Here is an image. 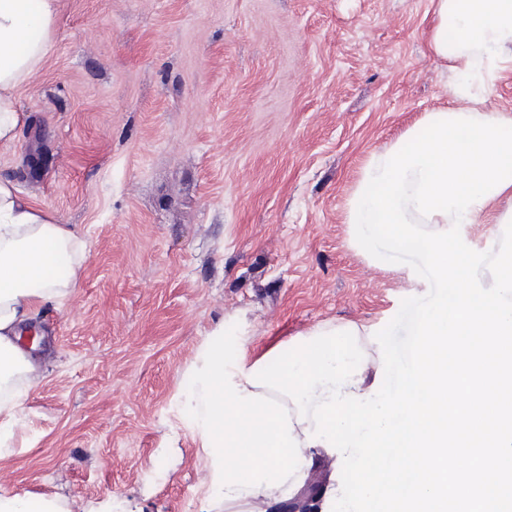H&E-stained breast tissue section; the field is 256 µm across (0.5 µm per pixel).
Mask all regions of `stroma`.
Here are the masks:
<instances>
[{
    "instance_id": "stroma-1",
    "label": "stroma",
    "mask_w": 512,
    "mask_h": 512,
    "mask_svg": "<svg viewBox=\"0 0 512 512\" xmlns=\"http://www.w3.org/2000/svg\"><path fill=\"white\" fill-rule=\"evenodd\" d=\"M435 23L429 0H60L0 176L86 258L35 319L44 376L1 488L198 512L174 401L219 324L255 356L364 328L383 374L376 333L429 284L358 244L348 202L372 153L456 104Z\"/></svg>"
}]
</instances>
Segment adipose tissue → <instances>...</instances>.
Instances as JSON below:
<instances>
[{"mask_svg":"<svg viewBox=\"0 0 512 512\" xmlns=\"http://www.w3.org/2000/svg\"><path fill=\"white\" fill-rule=\"evenodd\" d=\"M439 22L429 47L449 61L453 95L465 115L483 113L480 91L512 64V0H431ZM60 0H0V146L12 145L23 123L15 92L40 70L53 39ZM456 37H449V28ZM85 242L76 230L21 196L0 178V458L26 389L42 370L18 345L19 329L47 304L63 305L71 294ZM254 363L248 351L224 356V330L216 328L186 371L176 398L181 428L198 444L199 512H271L303 484L314 449L298 423V409L280 392L249 385Z\"/></svg>","mask_w":512,"mask_h":512,"instance_id":"obj_1","label":"adipose tissue"}]
</instances>
